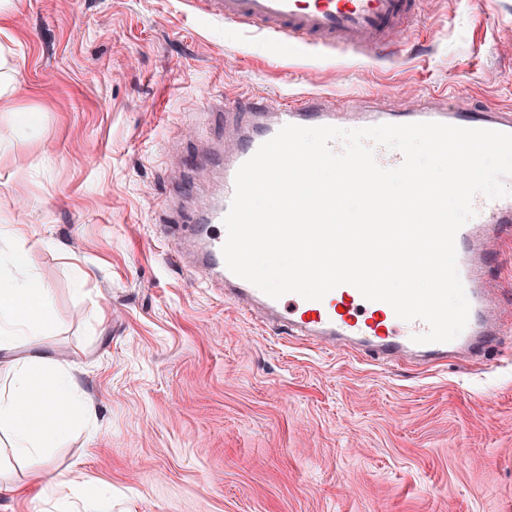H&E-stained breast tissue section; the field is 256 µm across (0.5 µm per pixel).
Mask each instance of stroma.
Listing matches in <instances>:
<instances>
[{"mask_svg": "<svg viewBox=\"0 0 512 512\" xmlns=\"http://www.w3.org/2000/svg\"><path fill=\"white\" fill-rule=\"evenodd\" d=\"M201 0H16L22 91L0 112V225L51 290L42 346L96 409L33 471L81 473L107 512H512V316L481 359L383 367L279 339L198 287L154 230L216 189L191 157L227 103L310 93L386 107L452 93L512 108V0H422L382 54L296 50ZM40 122L26 124L28 113Z\"/></svg>", "mask_w": 512, "mask_h": 512, "instance_id": "1", "label": "stroma"}]
</instances>
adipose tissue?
Here are the masks:
<instances>
[{
    "label": "adipose tissue",
    "instance_id": "1",
    "mask_svg": "<svg viewBox=\"0 0 512 512\" xmlns=\"http://www.w3.org/2000/svg\"><path fill=\"white\" fill-rule=\"evenodd\" d=\"M25 251L0 260V428L9 433L17 457L37 458L72 430L74 408L85 417L80 383L71 366L41 347L51 328L47 316L51 290L39 278H16L10 265L28 264Z\"/></svg>",
    "mask_w": 512,
    "mask_h": 512
}]
</instances>
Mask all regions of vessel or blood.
I'll return each mask as SVG.
<instances>
[{
  "mask_svg": "<svg viewBox=\"0 0 512 512\" xmlns=\"http://www.w3.org/2000/svg\"><path fill=\"white\" fill-rule=\"evenodd\" d=\"M210 14L229 23L253 26L298 44L342 46L357 54L386 48L420 11V0H205ZM224 139L208 154L195 157V169L214 172L218 191L194 207L176 206L171 221L157 225L160 238L172 246L176 261L186 264L199 286L220 292L243 315L279 336H303L318 348L344 345L366 361L395 364L415 359L432 366L448 358L485 357L503 334L498 306L489 290L496 276L490 240L512 237V176L504 178L506 196L475 195V215L458 232V273L470 304L462 333L447 343H415L427 332L424 321L399 319L383 301L366 300L359 290L343 284L323 299L295 293L274 299L231 272L222 247L227 238L223 220L235 192V175L262 143L288 124L329 125L355 129L378 124L440 122L465 128L512 133L511 108L476 110L454 103L441 93L402 110L356 107L353 101L335 103L319 93L296 104L269 107L229 106L219 112Z\"/></svg>",
  "mask_w": 512,
  "mask_h": 512,
  "instance_id": "1",
  "label": "vessel or blood"
}]
</instances>
